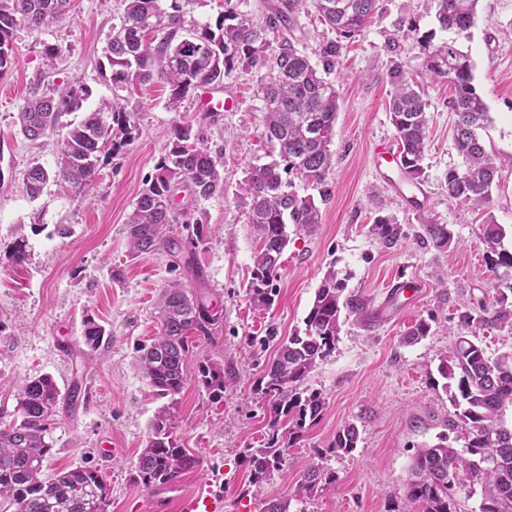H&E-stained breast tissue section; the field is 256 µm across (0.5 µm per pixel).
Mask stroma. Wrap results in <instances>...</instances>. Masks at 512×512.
<instances>
[{"mask_svg": "<svg viewBox=\"0 0 512 512\" xmlns=\"http://www.w3.org/2000/svg\"><path fill=\"white\" fill-rule=\"evenodd\" d=\"M262 0H190L186 19L215 23L233 10L253 19ZM121 0H74L70 19L31 31L18 28L12 40L15 62L0 76V377L19 381L51 376L60 389L82 377L91 394L87 404L59 406L50 426L51 467L101 471L109 488L107 512H178L181 496L210 483L222 512H266L270 502L289 500L290 512H387L402 507L404 482L417 448L439 440L459 448L462 432L449 429L455 410L437 381V366L450 353L457 334V312L484 292L512 284L487 267L482 239L486 218L505 229L501 243L512 251V0H479L469 37L458 47L473 64V85L489 110L479 135L502 167L488 211H464L444 186L448 169L461 166L453 143L454 116L447 83L425 68V47L448 41L422 0H380V10L362 35L342 49L336 70L326 79L340 94L334 166L321 192L322 222L314 232H290L280 259L279 295L266 311L254 310L245 295L247 269L259 242L248 222L243 180L250 167L270 162L277 144L267 142L259 74L237 68L224 78L226 102L217 122L205 120L200 92L171 106L162 83L128 96L127 111L140 129L117 154L108 156L98 176L79 193L48 183L30 199L23 173L30 162L55 169L56 137L30 142L18 133V112L32 77L39 72L55 83H80L90 91L83 111L64 115L79 122L84 110L112 99L108 38L122 14ZM58 44L60 57L43 47ZM401 63L416 79L428 104L429 138L422 184L427 203L410 211L382 177L375 152L394 140L388 111L390 71ZM189 122L224 167L222 194L200 201L196 215L210 239L197 262L217 300L223 322L214 341L193 340V358L223 361L235 383L215 402L187 379L173 400L179 443L198 466L176 484L144 488L135 481L148 426L163 407L148 381L134 368L141 346L157 335V299L168 281L197 283L164 252L129 257L126 220L176 124ZM389 217L404 237L381 248L370 232ZM450 225L457 249L446 253L423 245L428 221ZM336 271L348 291L369 304L370 318L344 320L334 350L311 373L308 384L326 407L304 439L285 451V470L255 487L244 455L259 448L268 432L265 406L252 390L272 360L275 340L302 328L315 292L328 271ZM410 278L424 285L409 306L385 303L388 285ZM104 325V347L90 352L82 337L84 318ZM431 323L429 336L414 345L402 336L417 320ZM356 424L361 439L353 452L330 457L335 487L300 497L297 485L315 464L316 449L332 441L345 424ZM111 449L103 460L98 449Z\"/></svg>", "mask_w": 512, "mask_h": 512, "instance_id": "obj_1", "label": "stroma"}]
</instances>
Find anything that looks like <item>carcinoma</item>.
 <instances>
[{"label":"carcinoma","mask_w":512,"mask_h":512,"mask_svg":"<svg viewBox=\"0 0 512 512\" xmlns=\"http://www.w3.org/2000/svg\"><path fill=\"white\" fill-rule=\"evenodd\" d=\"M188 0H124L120 23L112 27L106 58L115 89L161 82L171 88V104L178 105L191 89L219 87L224 75L241 64L266 69L256 87L263 102L267 137L279 145V158L251 168L243 190L248 221L261 246L249 267L246 296L257 310H267L278 295L279 260L289 239L288 225L312 232L322 211L311 195H300L297 184L322 186L332 168L330 145L334 136L339 97L322 73L336 68L341 43L321 47L317 68L295 46L294 30L301 10L312 5L341 39L360 35L378 10L379 0H273L262 18L235 16L226 22L186 28ZM441 29L453 38L428 47L426 69L453 88L449 106L456 121L453 140L462 166L445 174L448 198L473 209L486 208L491 189L501 178L486 152L478 130L489 121L485 102L472 84V63L457 40L474 25L478 0H424ZM70 0H0V75L13 63L12 38L20 25L38 31L68 17ZM393 93L389 112L396 131L400 167L412 182H420L426 149L427 104L419 85L406 76L403 65L390 72ZM88 89L78 83L64 86L39 72L30 82L19 112L20 133L36 142L61 127L62 115L82 109ZM138 131L135 113L116 102H104L77 124L66 125L61 135L57 168L50 172L39 163L24 174L27 195L38 198L46 184L80 188L98 175L101 156L119 151ZM224 192L223 165L199 143L193 125L180 123L161 151L153 173L144 183L126 222L129 253L139 257L164 251L177 253L184 267L202 277L196 252L209 241L207 225L194 217L199 201ZM173 224L183 225L181 241L168 234ZM372 234L385 249L398 245L400 225L381 217ZM424 240L436 249L452 252L456 240L447 224L424 225ZM502 225L488 219L482 225L486 264L512 272V252L500 248ZM161 329L153 342L140 350L135 369L161 398L179 394L188 378L191 334L210 338L222 323V313L201 292L172 280L159 297ZM361 321L367 303L346 293L342 280L329 272L317 289L304 318L305 328L282 340L263 374L253 382L255 394L269 410L268 440L249 448L245 461L249 482L259 486L286 463L285 446L299 442L321 418L326 402L307 385L310 374L333 350L341 328V313ZM458 324L467 335L457 337L452 356L440 359L442 389L455 408L461 428L468 432L461 449L437 443L417 449L412 458L403 512H462L456 507L457 489L468 483V496L480 490L478 512H512V427L502 422L512 407V352L488 356L479 333L490 328L512 329V284L492 296L471 301L459 311ZM431 325L419 320L406 333L412 344L429 335ZM104 327L92 318L83 324L85 344L96 349ZM196 381L208 396L221 400L230 380L224 365L210 357L196 362ZM82 387L75 383L61 391L52 377L42 375L13 384V410L0 406V415L13 424L0 428V512H106L108 485L97 470L75 467L49 473L52 442L50 420L60 400L73 404ZM359 441V430L348 424L336 432L322 460L349 454ZM199 460L176 437L170 407H162L149 426L140 453L135 480L145 488L177 482ZM336 483V474L324 464L309 467L301 476L298 494L310 497Z\"/></svg>","instance_id":"obj_1"}]
</instances>
